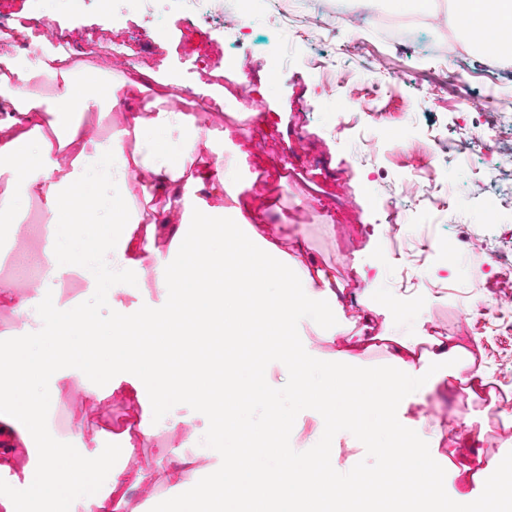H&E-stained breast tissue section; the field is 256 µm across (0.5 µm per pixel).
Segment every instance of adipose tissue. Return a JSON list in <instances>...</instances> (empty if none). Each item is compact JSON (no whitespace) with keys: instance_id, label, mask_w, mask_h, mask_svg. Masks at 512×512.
<instances>
[{"instance_id":"obj_1","label":"adipose tissue","mask_w":512,"mask_h":512,"mask_svg":"<svg viewBox=\"0 0 512 512\" xmlns=\"http://www.w3.org/2000/svg\"><path fill=\"white\" fill-rule=\"evenodd\" d=\"M452 4V25L470 49L490 58L512 55V0ZM134 94V84L123 77L76 66L61 51L46 52L32 64L0 58V237L19 239L13 263L37 268L49 288L32 299L11 283L0 284V310L19 319L35 307L66 332L81 311L55 289L66 278L99 287L82 261L88 253L111 257L112 287H128L152 269L158 287L169 294L161 308L114 312L110 330H88L76 347L58 344L36 355L23 340L13 341L4 379L14 394L0 405V424L35 451L37 462L24 469L25 495L0 494V512H44L48 502L76 488L86 512H112V497L122 488L115 476L99 487L90 465L72 477L61 471L47 413L31 396L32 385L42 379L54 403L65 399L73 379L84 381L93 405L126 385L138 395L151 393L160 404L193 399L198 388L218 390V402L208 410L211 437L232 441L237 452L171 512H362V502L377 490L383 493L378 512H421L442 498L432 459L394 413L409 390L449 377L475 397L480 382L460 372L471 363L470 353L434 336H398L387 328L375 338L350 336L352 321L337 301L335 276L287 254L268 239L265 225L243 212L239 197L254 175L212 177L210 165L223 164L224 145L232 140L223 98H215L213 111L205 114L170 108L117 112L106 135L91 126L89 114L104 111L107 98ZM97 166L112 170V222L86 233L74 250L55 228L77 220L98 200L90 179ZM34 210L39 219H31ZM162 229L172 234L176 264H168L157 245ZM312 310L327 339L344 337L339 357L345 364L354 349L372 347L374 340L392 343V374L333 368L325 383L310 384L307 354L295 343L292 327ZM272 360L294 378L303 402L328 426L379 433L382 447L392 451L386 466L347 483L311 456L257 472L251 449L274 448L287 456L282 437L291 418L275 410L266 426L256 428L236 414L254 402H272L266 379Z\"/></svg>"}]
</instances>
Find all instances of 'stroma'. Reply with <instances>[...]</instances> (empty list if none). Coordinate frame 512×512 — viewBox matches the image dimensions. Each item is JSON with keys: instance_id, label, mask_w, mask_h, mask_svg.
I'll return each instance as SVG.
<instances>
[{"instance_id": "obj_1", "label": "stroma", "mask_w": 512, "mask_h": 512, "mask_svg": "<svg viewBox=\"0 0 512 512\" xmlns=\"http://www.w3.org/2000/svg\"><path fill=\"white\" fill-rule=\"evenodd\" d=\"M242 3L248 27L232 37L198 21L181 0H154L147 12L112 0L108 22L95 0H0V21L16 26L32 13H53L54 27L68 33L75 47L71 58L80 65L99 64L88 56L90 33L112 47L129 46L134 58L145 61L141 71L125 73L143 82L128 104L132 112L157 104L172 89L196 93L206 71L223 68L230 111L224 124L232 128L235 143L224 152V167L245 165L256 173L242 203L262 216L269 235L279 238L281 220L298 225V236L282 240V249L329 270L343 289L346 311L368 315L374 332H381L397 308L406 316L399 334L423 332L473 352L463 373L481 374L487 385L467 407L461 433H454L457 423L448 411L461 394L451 379L429 392L409 391L399 417L408 426L421 424L422 445L437 459L436 477L445 490L440 512L462 497L479 498L485 481L506 479L495 464L512 454V418L499 411L501 398L512 400V335H499L494 319L474 332V318L464 311L478 297L498 303L490 286L492 255L512 245V60L484 58L455 30L436 23H422L404 44L388 42L374 29H358L359 50L336 59L344 83L332 93L307 60L331 53L333 38L294 40L269 0ZM443 41L456 49L467 71V100H459L453 82L444 78L434 52ZM435 85L439 94L424 98V90ZM490 94L505 106L504 114L485 110ZM494 120L500 124L494 152L470 150ZM284 155L296 164L287 174L280 167ZM411 175L420 181L421 193L442 196L447 204L439 210L402 198L400 237L393 246L385 238L383 202L399 195ZM341 237L350 241L346 258L336 249ZM67 291L104 326L114 310L140 304L161 308L168 301L151 277L113 290L108 303L77 282ZM374 298L383 299L384 307L366 313L364 302ZM293 334L314 356L312 381L321 382L325 367L335 363L337 343L321 336L311 317L298 320ZM268 380L292 420L289 448L322 459L345 482L380 467L375 437L340 428L332 441H323L319 417L293 392L277 363L269 364ZM429 400L438 415L419 412ZM73 411L68 403L49 407L50 432L66 449L68 468L111 458L113 449L131 443L148 458L150 470L182 471L180 482L160 484L165 496L175 488L193 489L200 468L219 469L228 453L209 437L203 409L184 399L158 408L147 395L125 398L91 416L81 434L61 428V418ZM146 413L160 426L149 437L138 432Z\"/></svg>"}]
</instances>
